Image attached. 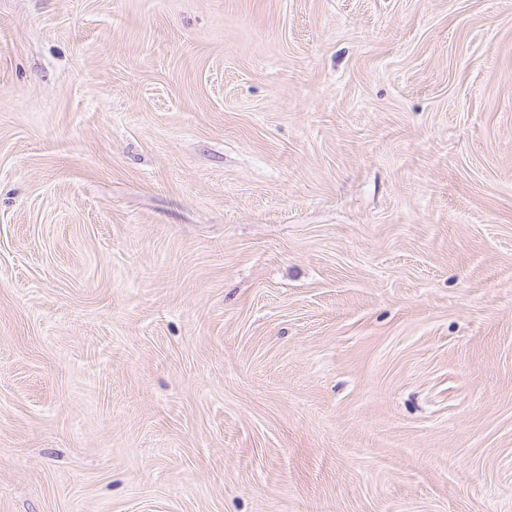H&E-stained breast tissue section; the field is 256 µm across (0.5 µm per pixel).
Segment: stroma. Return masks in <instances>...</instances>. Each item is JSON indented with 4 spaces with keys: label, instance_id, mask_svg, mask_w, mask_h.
I'll return each instance as SVG.
<instances>
[{
    "label": "stroma",
    "instance_id": "35a3bbf8",
    "mask_svg": "<svg viewBox=\"0 0 512 512\" xmlns=\"http://www.w3.org/2000/svg\"><path fill=\"white\" fill-rule=\"evenodd\" d=\"M0 512H512V0H0Z\"/></svg>",
    "mask_w": 512,
    "mask_h": 512
}]
</instances>
